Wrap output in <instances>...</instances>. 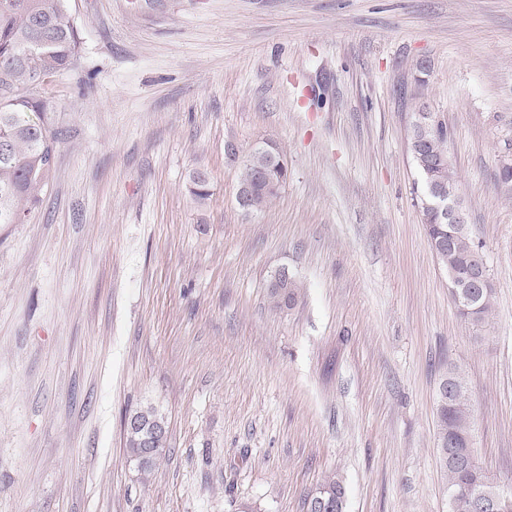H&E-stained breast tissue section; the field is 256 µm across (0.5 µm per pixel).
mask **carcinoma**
I'll use <instances>...</instances> for the list:
<instances>
[{
    "label": "carcinoma",
    "mask_w": 512,
    "mask_h": 512,
    "mask_svg": "<svg viewBox=\"0 0 512 512\" xmlns=\"http://www.w3.org/2000/svg\"><path fill=\"white\" fill-rule=\"evenodd\" d=\"M80 51V39L68 0H0V144L7 146L0 154V212L16 211L23 215L42 202L41 192L52 167L45 157L53 155L58 145L53 128V106L37 94L47 77L70 68ZM415 141L408 142L417 180L413 198L423 216L427 237L441 266L455 273L459 280H470L474 256L482 251L469 228L455 229L438 220L425 206L433 180H440L448 192L459 188L454 169L434 163L448 159V127L444 122L418 125ZM238 185L252 188L248 212H261L281 193L288 181V164L278 148L269 142L255 145L238 165ZM189 192L200 204L211 196L210 185L201 176H190ZM475 310L460 311L470 323L486 322L492 310L494 288H473ZM299 297V285L283 271L269 285L268 300L274 309L292 308ZM145 423L160 424L165 415L153 406L133 411ZM437 433L452 436L461 451L473 445L471 401L458 406L436 409ZM141 431H126L128 459L145 477L169 453V443L159 446L150 461L140 460ZM345 496L342 480L332 475L316 489L315 495Z\"/></svg>",
    "instance_id": "obj_1"
}]
</instances>
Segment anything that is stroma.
<instances>
[{"label": "stroma", "mask_w": 512, "mask_h": 512, "mask_svg": "<svg viewBox=\"0 0 512 512\" xmlns=\"http://www.w3.org/2000/svg\"><path fill=\"white\" fill-rule=\"evenodd\" d=\"M69 4L53 171L0 225V512H304L331 473L346 512H448L452 362L512 491V0ZM422 101L495 289L479 326L412 199ZM262 140L288 183L247 214L225 147ZM283 270L301 295L275 310ZM146 405L170 453L143 479L123 418Z\"/></svg>", "instance_id": "35a3bbf8"}]
</instances>
